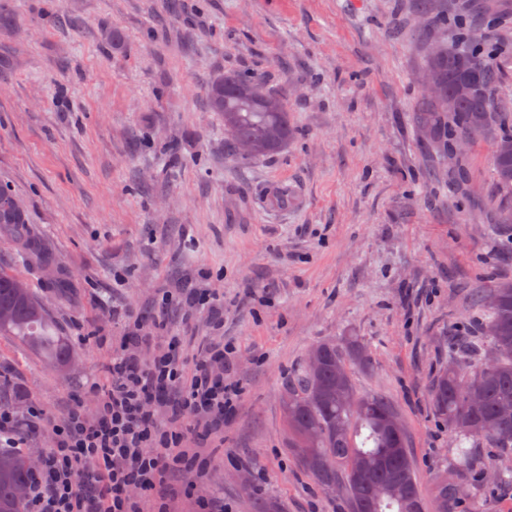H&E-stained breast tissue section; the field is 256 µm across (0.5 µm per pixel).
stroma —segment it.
<instances>
[{
  "instance_id": "stroma-1",
  "label": "stroma",
  "mask_w": 512,
  "mask_h": 512,
  "mask_svg": "<svg viewBox=\"0 0 512 512\" xmlns=\"http://www.w3.org/2000/svg\"><path fill=\"white\" fill-rule=\"evenodd\" d=\"M415 0H0V188L26 237L0 232V268L45 304L74 366L46 367L0 335V403L65 417L103 381L124 329L151 324L163 294L212 271L224 327L171 303L188 345L220 333L237 348L243 395L203 452V479L174 485L229 512H348L288 449L282 402L308 351L359 337L360 392L405 426L425 501L455 477V445L431 383L448 362L471 294L512 279L494 222L512 194L489 140L456 185L413 119L429 21ZM116 27L120 44L103 27ZM260 72L295 137L242 160L206 86Z\"/></svg>"
}]
</instances>
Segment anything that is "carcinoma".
Instances as JSON below:
<instances>
[{"mask_svg": "<svg viewBox=\"0 0 512 512\" xmlns=\"http://www.w3.org/2000/svg\"><path fill=\"white\" fill-rule=\"evenodd\" d=\"M430 25L449 30L450 36L439 54L428 56L424 78L440 93L421 97L415 126L437 140L445 153L464 139H491L496 181L512 191V149H503L512 145V104L495 97L498 72L492 50L473 34L479 22L469 5L457 0L452 14H436ZM462 81L472 82L475 90L455 99L454 88ZM208 101L214 111L224 114V134L243 159L259 160L288 145L293 133L288 110L280 97L267 90L262 74L218 75L208 87ZM13 201L10 192L0 189V229L21 237L25 213L13 208ZM489 293L496 296V303L488 304L485 297L478 301L483 318L473 340L448 351V367L432 383L434 412L455 434L458 448V478L438 484L433 512H450L448 506L458 502L475 503L493 483L512 485V465L491 466L477 451V444L484 441L506 456L512 454V356L501 355L494 373L484 372L487 354L512 347V282H496ZM1 309L8 317L0 320V335L20 338L52 369L69 362V344L53 335L42 303L24 280L0 268ZM326 346L318 383L328 398L321 403L312 399V379L306 369L288 392V411L283 416L292 452L321 486L342 488L349 512H425L407 436L399 435L391 447L379 425L381 416H396L388 398L358 392L355 405L347 407L336 395V365L345 368L349 360H364L361 342L352 337L344 347L329 342ZM471 391L482 393L478 408L467 404ZM30 471L28 458L20 451L0 448V510L26 512V498H18V490L27 486Z\"/></svg>", "mask_w": 512, "mask_h": 512, "instance_id": "obj_1", "label": "carcinoma"}]
</instances>
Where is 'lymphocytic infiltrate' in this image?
<instances>
[{
	"instance_id": "f902f5d3",
	"label": "lymphocytic infiltrate",
	"mask_w": 512,
	"mask_h": 512,
	"mask_svg": "<svg viewBox=\"0 0 512 512\" xmlns=\"http://www.w3.org/2000/svg\"><path fill=\"white\" fill-rule=\"evenodd\" d=\"M136 337L113 343L91 408L57 419L35 404L20 413L0 407L1 448L24 447L35 433L51 441L29 479L28 512H170V475L206 470L188 437L223 430L240 395L223 376L234 348L204 341L189 368L185 340L173 336L144 366L127 351Z\"/></svg>"
}]
</instances>
